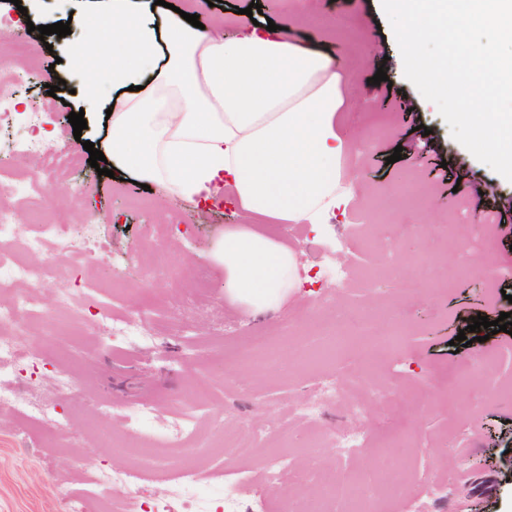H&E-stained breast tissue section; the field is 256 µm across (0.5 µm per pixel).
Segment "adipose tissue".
I'll use <instances>...</instances> for the list:
<instances>
[{
    "label": "adipose tissue",
    "instance_id": "adipose-tissue-1",
    "mask_svg": "<svg viewBox=\"0 0 512 512\" xmlns=\"http://www.w3.org/2000/svg\"><path fill=\"white\" fill-rule=\"evenodd\" d=\"M111 25L93 24L96 52L86 86L121 93L101 149L109 166L167 194L209 200L232 188L244 217L228 228L212 261L224 267V295L259 318L298 286L286 245L252 230L257 220L318 224L336 203L350 140L336 115L342 76L327 54L287 35L225 38L179 13L163 28L135 0H110Z\"/></svg>",
    "mask_w": 512,
    "mask_h": 512
}]
</instances>
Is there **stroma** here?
<instances>
[{
	"instance_id": "35a3bbf8",
	"label": "stroma",
	"mask_w": 512,
	"mask_h": 512,
	"mask_svg": "<svg viewBox=\"0 0 512 512\" xmlns=\"http://www.w3.org/2000/svg\"><path fill=\"white\" fill-rule=\"evenodd\" d=\"M254 0H170L192 8L205 26L230 20L227 36L246 32L243 10ZM264 16L288 31L289 40L321 50L347 70L351 106L339 118L355 134L348 156V178L356 194L336 206L324 224L296 230L282 224L260 225V232L301 254L303 241L329 242L337 233L352 235L360 283L343 298L328 295L314 261H306L311 279L295 289L281 308L264 317H248L224 296V267L210 255L227 226L240 223L235 197L222 190L205 216L183 201L169 208L158 188L144 189L132 180L98 174L89 163L84 142L99 143L106 128L89 117L81 138L72 126L60 125L57 113L79 110L86 101L82 75L66 61L64 39L28 34L21 63L26 77L13 87L16 97L37 98L38 114L22 111L20 120L0 130V156L6 164L32 173L38 146L24 147L39 129L52 131L79 163L55 179L54 188L74 190L58 197L45 190L39 205L50 219L71 225L89 210L103 216L97 225L105 241L86 261L78 262L47 244L45 258L59 269L54 283L38 290L40 314L30 319L26 335L17 337L27 356L14 368L12 385L18 401L41 406L24 417L15 403H0V512H66L80 498V512H100L97 496L85 488L101 471L131 468L128 457L102 447V430L122 435L136 408L152 405L165 422L196 405L203 437L224 426L264 427L276 445L294 452L300 463L335 476L347 471L335 449L324 447L327 435L361 427L369 445L356 470L380 468L409 474V498L379 496L370 512H408L407 503L424 496L428 485L440 494L434 512H512V394L498 392L512 378V335L500 332L466 346L460 330L473 317L496 320L506 300L487 302L482 287L484 266L512 272V223L493 227L495 242L486 251L471 249L466 275L448 278L456 251L441 253L436 239H421L416 229L442 227L451 220L485 215L492 193L512 192L506 180L452 140L434 104L405 78L393 31L380 0H303L291 12L280 0H255ZM28 8L34 25L69 22L71 36H88L91 0H0V13L17 15ZM353 16L349 28L334 24L338 10ZM385 70L386 82L370 79ZM65 81L59 97L48 86ZM431 125L458 163L444 167L437 149H421L422 125ZM402 160L392 161L395 147ZM396 251L402 274L390 277L389 251ZM402 308L416 329L401 350L387 355L379 338L385 323L377 309ZM344 309L348 329L368 324L370 343L337 364L347 377L363 372L361 391L344 402L324 403L314 425L302 423L298 410L310 401L321 373L292 370L288 377L256 362H243L238 342L261 331L287 334L294 343L311 341L318 323ZM155 313L150 341L116 339L103 330L109 318ZM63 314L69 324L64 346L49 345L42 334L44 317ZM474 354L495 356L490 369L475 376L467 393H457L444 377L448 366ZM64 378L65 388L54 387Z\"/></svg>"
}]
</instances>
